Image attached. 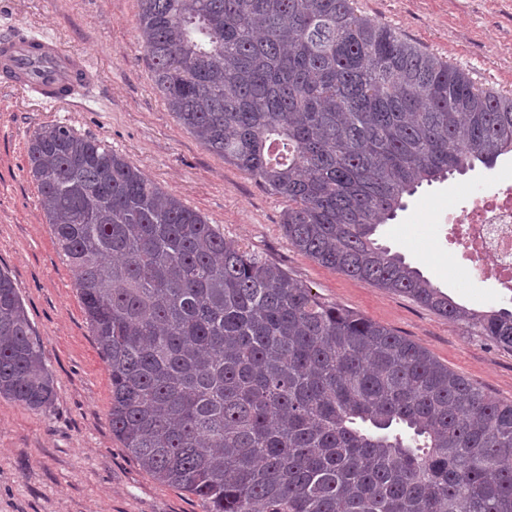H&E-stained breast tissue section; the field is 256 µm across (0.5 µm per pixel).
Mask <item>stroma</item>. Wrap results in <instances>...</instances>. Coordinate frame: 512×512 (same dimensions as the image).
Masks as SVG:
<instances>
[{
    "label": "stroma",
    "instance_id": "35a3bbf8",
    "mask_svg": "<svg viewBox=\"0 0 512 512\" xmlns=\"http://www.w3.org/2000/svg\"><path fill=\"white\" fill-rule=\"evenodd\" d=\"M355 7L465 69L478 85L512 91V0H355ZM137 14V0H0V35L12 29L56 38L97 72L71 103L56 107L0 81V269L19 293L55 382L45 411L0 398V512H204L197 497L143 470L112 433L110 374L29 175L27 140L46 124L105 142L219 225L226 240L276 264L320 301L410 338L492 397L512 401V352L289 246L284 201L197 142L168 110L143 56ZM507 184L512 155L423 186L378 237L455 302L512 309V290L493 287L448 233L472 188Z\"/></svg>",
    "mask_w": 512,
    "mask_h": 512
}]
</instances>
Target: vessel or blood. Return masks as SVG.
Wrapping results in <instances>:
<instances>
[{"mask_svg": "<svg viewBox=\"0 0 512 512\" xmlns=\"http://www.w3.org/2000/svg\"><path fill=\"white\" fill-rule=\"evenodd\" d=\"M93 65L51 38L0 40V73L13 72V87L38 93L50 103L73 97L77 85L89 84Z\"/></svg>", "mask_w": 512, "mask_h": 512, "instance_id": "obj_1", "label": "vessel or blood"}]
</instances>
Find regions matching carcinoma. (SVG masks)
I'll use <instances>...</instances> for the list:
<instances>
[{
    "label": "carcinoma",
    "mask_w": 512,
    "mask_h": 512,
    "mask_svg": "<svg viewBox=\"0 0 512 512\" xmlns=\"http://www.w3.org/2000/svg\"><path fill=\"white\" fill-rule=\"evenodd\" d=\"M154 85L207 149L286 203L288 243L512 352L373 238L403 196L512 153V92L352 0H138ZM29 174L110 371L112 433L204 512H512V402L413 340L321 302L112 147L61 124ZM0 397L54 379L0 270Z\"/></svg>",
    "instance_id": "cac0c4a2"
}]
</instances>
